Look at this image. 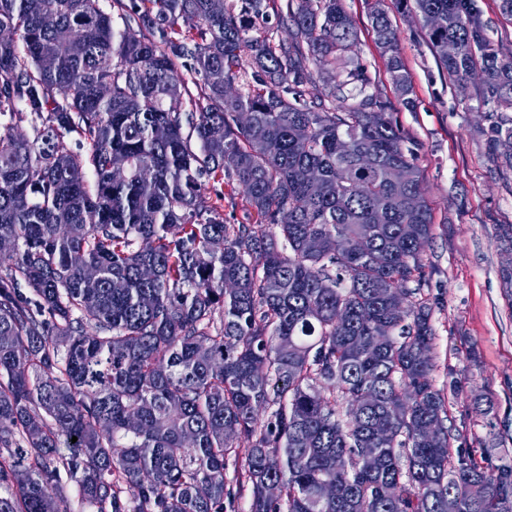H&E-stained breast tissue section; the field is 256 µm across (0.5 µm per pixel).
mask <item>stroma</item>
<instances>
[{
	"instance_id": "1",
	"label": "stroma",
	"mask_w": 512,
	"mask_h": 512,
	"mask_svg": "<svg viewBox=\"0 0 512 512\" xmlns=\"http://www.w3.org/2000/svg\"><path fill=\"white\" fill-rule=\"evenodd\" d=\"M357 29L356 53L370 93L394 99L387 58L375 42L364 0H345ZM384 8L400 35L415 107L395 117L417 154L435 236L422 259L435 303L434 379L448 406L458 450L512 449V302L505 291L496 225L512 224V171L491 163L474 137L485 118L474 87L460 88L441 69L427 35L396 0Z\"/></svg>"
}]
</instances>
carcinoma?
Wrapping results in <instances>:
<instances>
[{"mask_svg":"<svg viewBox=\"0 0 512 512\" xmlns=\"http://www.w3.org/2000/svg\"><path fill=\"white\" fill-rule=\"evenodd\" d=\"M382 2L366 9L410 108ZM398 3L453 81L479 76V134L511 170L512 51L476 0ZM112 8L0 0V512H70L66 481L96 512H235L245 484L249 512H512V460L490 473L453 448L423 292L433 214L344 0ZM272 14L288 40L249 35ZM313 70L345 79L309 97ZM226 180L254 223H227Z\"/></svg>","mask_w":512,"mask_h":512,"instance_id":"1","label":"carcinoma"}]
</instances>
